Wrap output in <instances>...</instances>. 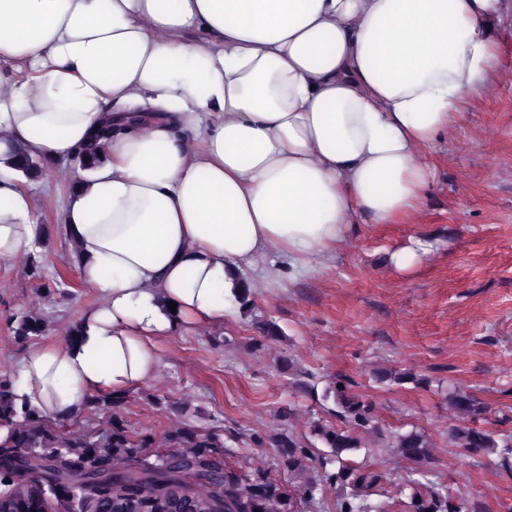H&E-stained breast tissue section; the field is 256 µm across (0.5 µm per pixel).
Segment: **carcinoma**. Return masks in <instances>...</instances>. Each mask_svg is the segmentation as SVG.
Here are the masks:
<instances>
[{
	"label": "carcinoma",
	"instance_id": "cac0c4a2",
	"mask_svg": "<svg viewBox=\"0 0 512 512\" xmlns=\"http://www.w3.org/2000/svg\"><path fill=\"white\" fill-rule=\"evenodd\" d=\"M46 330L41 318L23 314L12 327L15 336H39ZM324 400H333L335 414L346 426L339 427L327 420L312 421L310 434L323 447L330 449L336 471L325 474V479L341 489H348L356 497L372 495L382 480L374 470L352 466L343 454L360 447L355 433L369 428L375 422L371 402L348 391L347 385L334 382L323 393ZM119 398L109 392L88 399V412L83 423L85 431L72 432L58 420L27 410L15 402L12 386H0V452L18 458L45 460L53 470L66 472L97 481L100 492L122 504L129 498L136 502V512H157L161 496L155 487L153 475L136 460H144L151 448H164L160 456L171 461L172 468L165 474L167 483L202 492L208 497L213 512H301L302 500L312 499L318 490L315 473L320 456L287 428L268 438L253 436L262 446L277 449V466L288 474V479L303 478L305 487L296 498L289 493L281 479L270 471L255 469L242 474L224 462V440L195 428L176 427L158 439L152 433L132 431L123 420H102L101 411L109 412L119 406ZM448 404L458 414L477 419L487 407L470 393L459 388H448ZM450 439L460 448L493 455L498 465L512 472V437L473 427L452 431ZM391 447L405 460L415 465L430 461L431 443L421 432L410 431L397 435ZM403 486L410 490L411 512H482L475 501L463 498L451 506L448 491L430 489L421 492L422 483L407 477Z\"/></svg>",
	"mask_w": 512,
	"mask_h": 512
}]
</instances>
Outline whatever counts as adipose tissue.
Masks as SVG:
<instances>
[{
    "mask_svg": "<svg viewBox=\"0 0 512 512\" xmlns=\"http://www.w3.org/2000/svg\"><path fill=\"white\" fill-rule=\"evenodd\" d=\"M501 0H0V267L36 235L15 151L54 161L113 112L62 202L98 295L16 370L58 420L152 381L156 340L303 276L358 217L416 210L425 150L494 88Z\"/></svg>",
    "mask_w": 512,
    "mask_h": 512,
    "instance_id": "ef3b65f1",
    "label": "adipose tissue"
}]
</instances>
